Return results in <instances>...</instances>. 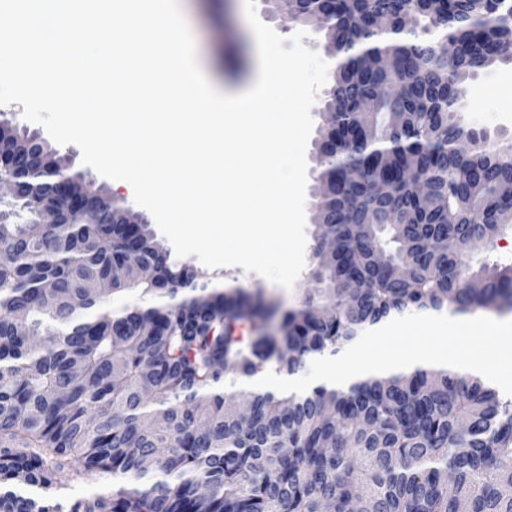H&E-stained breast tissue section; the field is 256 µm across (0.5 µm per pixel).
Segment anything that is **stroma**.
<instances>
[{"label":"stroma","instance_id":"35a3bbf8","mask_svg":"<svg viewBox=\"0 0 512 512\" xmlns=\"http://www.w3.org/2000/svg\"><path fill=\"white\" fill-rule=\"evenodd\" d=\"M231 4L232 0H189L183 16L200 60L221 88L237 91L254 78L259 57L245 14L233 12ZM458 117L461 125L486 134L490 141L512 142V61L496 63L468 79ZM313 266V259H306L304 269L289 289L239 266L214 269L212 285L260 292L280 300L284 307L293 308L311 286ZM57 480L61 484L59 493L65 499H92L130 482L127 476L109 472L77 478L62 472Z\"/></svg>","mask_w":512,"mask_h":512}]
</instances>
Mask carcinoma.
Listing matches in <instances>:
<instances>
[{"label":"carcinoma","instance_id":"1","mask_svg":"<svg viewBox=\"0 0 512 512\" xmlns=\"http://www.w3.org/2000/svg\"><path fill=\"white\" fill-rule=\"evenodd\" d=\"M323 19L337 64L318 155L314 287L302 308L212 288L83 174L57 224L40 182L0 208V512H512V396L481 376L416 368L306 394L226 388L296 374L413 312H512V265L466 270L469 242L512 223V144L465 129L463 84L512 60V0H288ZM454 48L442 50V41ZM13 153L58 167L29 134ZM412 172L428 183L422 199ZM112 293L161 296L107 308ZM248 335H243V332ZM160 477L62 503L57 474Z\"/></svg>","mask_w":512,"mask_h":512}]
</instances>
